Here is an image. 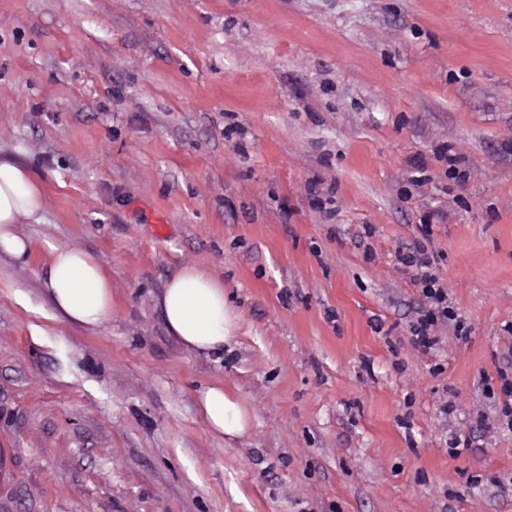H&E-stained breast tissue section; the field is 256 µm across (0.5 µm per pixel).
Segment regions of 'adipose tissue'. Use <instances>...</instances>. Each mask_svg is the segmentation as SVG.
Returning a JSON list of instances; mask_svg holds the SVG:
<instances>
[{"mask_svg":"<svg viewBox=\"0 0 512 512\" xmlns=\"http://www.w3.org/2000/svg\"><path fill=\"white\" fill-rule=\"evenodd\" d=\"M44 207L42 184L20 161L0 156V254L27 261L33 243L20 226ZM43 248L47 260L41 277L54 310L71 324L99 329L112 314V275L105 262L57 241H45ZM156 305L169 334L192 351L223 352L236 329L238 316L224 298L223 281L198 265L175 272L157 295ZM200 405L215 436L236 439L249 431V410L223 384L204 388Z\"/></svg>","mask_w":512,"mask_h":512,"instance_id":"obj_1","label":"adipose tissue"}]
</instances>
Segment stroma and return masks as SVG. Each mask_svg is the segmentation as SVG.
<instances>
[{
    "instance_id": "stroma-1",
    "label": "stroma",
    "mask_w": 512,
    "mask_h": 512,
    "mask_svg": "<svg viewBox=\"0 0 512 512\" xmlns=\"http://www.w3.org/2000/svg\"><path fill=\"white\" fill-rule=\"evenodd\" d=\"M0 153L46 196L0 255V512H512V0H0ZM48 238L107 264L101 328L52 308ZM417 245L466 327L428 351ZM187 264L224 353L155 306ZM166 328L186 349L222 353L232 338L237 314L224 298V282L207 269L187 265L155 297ZM203 418L210 431L219 438H241L250 429L251 414L247 407L224 384L215 383L200 392Z\"/></svg>"
}]
</instances>
